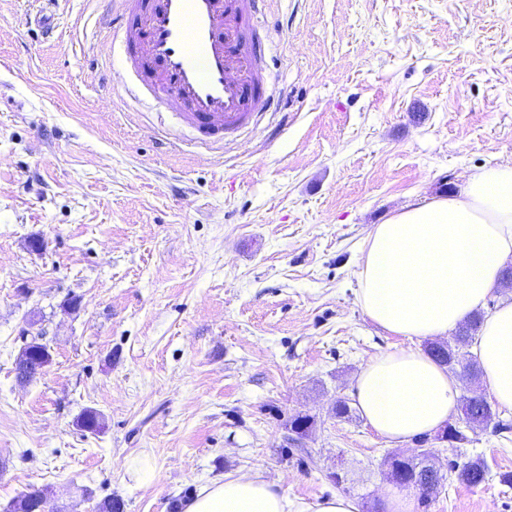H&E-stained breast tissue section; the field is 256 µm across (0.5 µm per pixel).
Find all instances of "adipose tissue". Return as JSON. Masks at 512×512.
I'll return each instance as SVG.
<instances>
[{
  "label": "adipose tissue",
  "instance_id": "ef3b65f1",
  "mask_svg": "<svg viewBox=\"0 0 512 512\" xmlns=\"http://www.w3.org/2000/svg\"><path fill=\"white\" fill-rule=\"evenodd\" d=\"M512 262V166L470 174L461 192L414 205L375 225L358 275V302L383 331L442 337L482 310ZM486 385L512 410V301L482 322L473 348ZM445 367L412 349L371 358L355 378V405L372 430L401 444L443 427L458 407ZM184 512H361L342 494L292 499L260 472L205 483Z\"/></svg>",
  "mask_w": 512,
  "mask_h": 512
}]
</instances>
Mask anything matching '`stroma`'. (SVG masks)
I'll list each match as a JSON object with an SVG mask.
<instances>
[{
  "mask_svg": "<svg viewBox=\"0 0 512 512\" xmlns=\"http://www.w3.org/2000/svg\"><path fill=\"white\" fill-rule=\"evenodd\" d=\"M111 7L0 0V512L31 491L50 512H182L256 470L383 512L391 446L333 407L370 358L427 342L366 318L363 248L403 207L512 165V0H268L280 110L220 151L125 93ZM31 336L53 361L23 382ZM298 414L315 426L294 442ZM467 436L428 447L488 481L447 476L426 507L405 489L413 512H512V428ZM142 455L145 478L126 467ZM450 471L456 476L457 481L472 488L483 485L488 480L489 471L481 459H472L462 464H454Z\"/></svg>",
  "mask_w": 512,
  "mask_h": 512,
  "instance_id": "35a3bbf8",
  "label": "stroma"
}]
</instances>
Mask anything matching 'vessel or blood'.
I'll use <instances>...</instances> for the list:
<instances>
[{
  "label": "vessel or blood",
  "mask_w": 512,
  "mask_h": 512,
  "mask_svg": "<svg viewBox=\"0 0 512 512\" xmlns=\"http://www.w3.org/2000/svg\"><path fill=\"white\" fill-rule=\"evenodd\" d=\"M260 0H120L113 15L126 67L146 90L220 148L271 112L256 39Z\"/></svg>",
  "instance_id": "vessel-or-blood-1"
}]
</instances>
